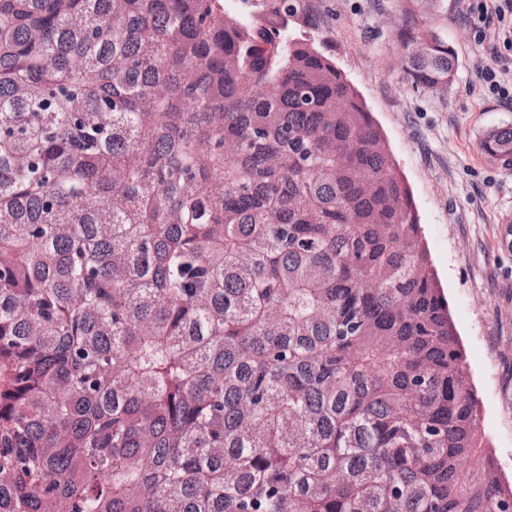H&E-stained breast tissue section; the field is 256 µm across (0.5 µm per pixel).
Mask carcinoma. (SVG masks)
<instances>
[{
  "label": "carcinoma",
  "instance_id": "obj_1",
  "mask_svg": "<svg viewBox=\"0 0 512 512\" xmlns=\"http://www.w3.org/2000/svg\"><path fill=\"white\" fill-rule=\"evenodd\" d=\"M448 19V0H402ZM443 92L442 27L406 30ZM480 149L512 163V123ZM382 129L220 0H0V512H512Z\"/></svg>",
  "mask_w": 512,
  "mask_h": 512
}]
</instances>
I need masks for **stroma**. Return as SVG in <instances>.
<instances>
[{"instance_id":"1","label":"stroma","mask_w":512,"mask_h":512,"mask_svg":"<svg viewBox=\"0 0 512 512\" xmlns=\"http://www.w3.org/2000/svg\"><path fill=\"white\" fill-rule=\"evenodd\" d=\"M470 0H448L446 33L458 57L447 92L412 84L400 33L401 0H299L291 25L333 57L386 136L417 206L426 248L442 285L477 400L481 452L512 484V166L480 150L485 130L512 120L476 85L487 44L464 19Z\"/></svg>"}]
</instances>
